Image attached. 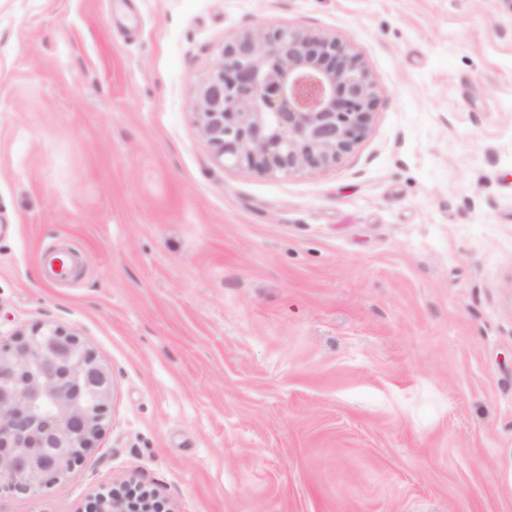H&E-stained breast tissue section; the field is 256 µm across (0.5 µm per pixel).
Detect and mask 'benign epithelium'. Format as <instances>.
Masks as SVG:
<instances>
[{
    "instance_id": "benign-epithelium-1",
    "label": "benign epithelium",
    "mask_w": 512,
    "mask_h": 512,
    "mask_svg": "<svg viewBox=\"0 0 512 512\" xmlns=\"http://www.w3.org/2000/svg\"><path fill=\"white\" fill-rule=\"evenodd\" d=\"M374 84L350 47L268 24L224 42L199 84L201 133L258 174L335 165L373 119ZM112 374L76 335L42 326L0 348V493L37 497L103 429ZM150 495L97 496L91 512H151Z\"/></svg>"
}]
</instances>
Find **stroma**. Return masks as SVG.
<instances>
[{
  "instance_id": "stroma-1",
  "label": "stroma",
  "mask_w": 512,
  "mask_h": 512,
  "mask_svg": "<svg viewBox=\"0 0 512 512\" xmlns=\"http://www.w3.org/2000/svg\"><path fill=\"white\" fill-rule=\"evenodd\" d=\"M267 23L371 76L335 166L200 133L216 48ZM43 325L111 373L105 427L0 512L131 478L163 512H512V5L0 0V347Z\"/></svg>"
}]
</instances>
